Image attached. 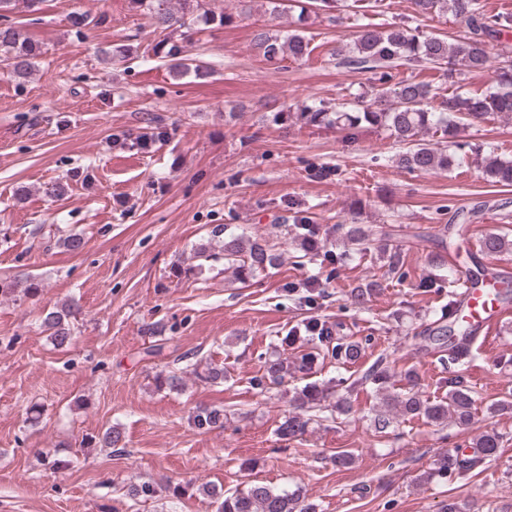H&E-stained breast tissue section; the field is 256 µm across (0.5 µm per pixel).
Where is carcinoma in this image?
Segmentation results:
<instances>
[{"instance_id": "cac0c4a2", "label": "carcinoma", "mask_w": 512, "mask_h": 512, "mask_svg": "<svg viewBox=\"0 0 512 512\" xmlns=\"http://www.w3.org/2000/svg\"><path fill=\"white\" fill-rule=\"evenodd\" d=\"M371 1L378 2L352 0L350 8L356 16L354 38L349 45L327 52L328 61L371 74L369 90L353 94V100L347 106L334 108L321 100L304 104L296 112H280L275 116L276 121H289L307 128L335 129L350 139L356 129L368 125L386 131L394 141L404 145V150L398 154V163L404 168L450 172L470 164L482 168L494 182L512 185V160L495 155L492 146L471 147L461 139V133L474 125L512 114V55L507 51L502 53V60L494 68L495 85L490 89L466 93L455 89L441 95L430 83L419 79L422 71L437 69L443 71L448 86L452 87L460 84L467 73L489 68L488 42L512 32V13L490 11L484 0H411L417 20L449 13L464 24V33L449 41L405 23L381 29L364 22L365 8ZM40 2L42 0H0V64L6 68V75L20 84L29 77L35 60L43 51L38 41L10 20V14L20 3L28 11L35 12L36 4ZM130 4L133 9L149 16L154 31L159 34V39L146 48L143 56L167 61L169 70L180 76L192 74L197 79L209 76L210 66L206 62L184 55L183 43L189 37L187 31L193 24L199 25V32L207 30L209 25L222 26L232 20L233 14L225 10L213 11L207 7V0H130ZM294 8L299 9L297 20L300 26L311 12L321 11L328 21H336V0H313L311 3L289 0L288 9ZM69 21L79 34L84 28L101 25L105 18L89 11H75ZM254 46L276 69L288 60H306L314 51L310 39L299 29L290 30L283 36L260 30L255 35ZM161 123V116L149 113L146 125L135 133H125L123 141L130 142L132 147L145 148L155 139L167 135ZM290 218L293 219L292 242L300 252L298 263L314 260L322 248L319 228L308 215L296 214ZM290 218L283 216L281 220L285 223ZM336 233L356 246V251L362 255L374 251L385 254L387 275L399 281L407 278L405 254L399 250L388 254L382 247V241L391 236L390 232L376 231L360 224H338ZM478 248L487 256H496L511 250L512 240L500 233H489L479 238ZM276 261V255L265 240L244 233H224V262L232 268L235 279L245 283L275 265ZM381 288L380 281L371 279L357 290L354 299L364 304ZM77 313L78 308L72 303L46 313L43 323L50 330L55 345L71 343L69 319ZM300 339L311 346V351L292 361L280 355L259 358V370L250 378L257 393L263 395L298 373L308 374L318 360L345 364L355 362L361 356L360 343L337 335L336 325L315 316L302 321L298 329L281 339V344L288 346ZM404 376L409 390L403 393L388 390L391 375L379 363L358 379L362 385H372L374 392L383 397L386 410L374 419L376 433L386 432L399 416L418 417L435 424L451 419L466 428L475 424L473 390L463 373L455 371L444 381L448 392L438 400L426 398L417 390L420 382L414 369H406ZM334 388L342 393L336 394L332 410L350 414L352 406L345 393L352 385L347 379L340 378ZM329 395L328 390L315 384H308L296 392L297 410L279 422L276 435L288 441L303 436L312 421L309 412L322 406ZM193 421L200 429L222 427L224 411L200 409ZM476 447L478 454L470 457L451 452L440 456L433 475L446 478L450 473L470 471L492 460L500 448L499 434L494 429H485L477 437ZM196 491L217 504L215 512H316V505L304 500L300 494L286 489L274 490L259 483H250L233 491L218 490L205 483L196 486Z\"/></svg>"}]
</instances>
